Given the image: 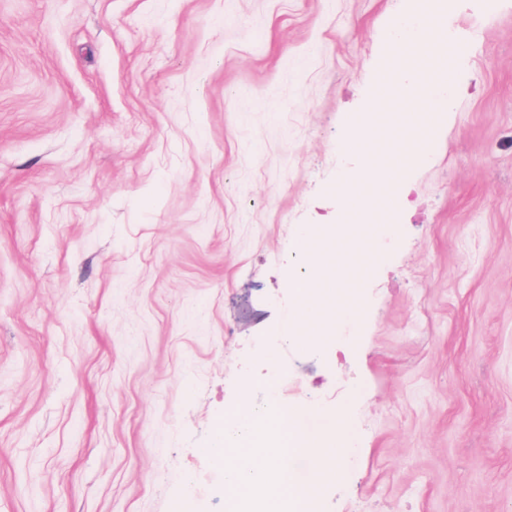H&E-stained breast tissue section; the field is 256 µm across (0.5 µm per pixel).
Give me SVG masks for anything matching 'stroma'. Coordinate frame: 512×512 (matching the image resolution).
<instances>
[{"label":"stroma","instance_id":"35a3bbf8","mask_svg":"<svg viewBox=\"0 0 512 512\" xmlns=\"http://www.w3.org/2000/svg\"><path fill=\"white\" fill-rule=\"evenodd\" d=\"M409 2L0 0V512H226L215 423L275 399L351 411L317 512H512V0H447L361 316L282 335Z\"/></svg>","mask_w":512,"mask_h":512}]
</instances>
